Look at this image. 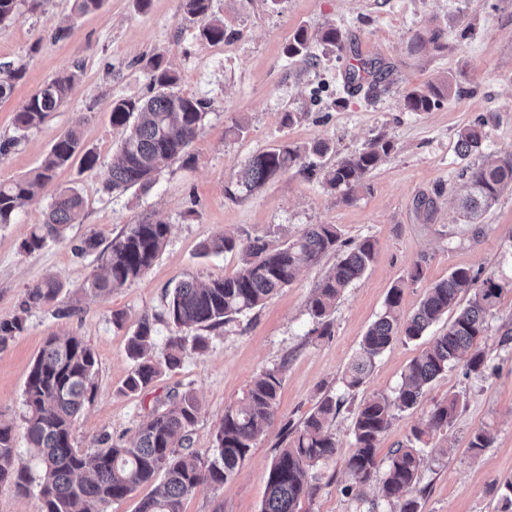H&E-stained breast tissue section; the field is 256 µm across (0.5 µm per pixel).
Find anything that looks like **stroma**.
I'll return each mask as SVG.
<instances>
[{
  "label": "stroma",
  "instance_id": "35a3bbf8",
  "mask_svg": "<svg viewBox=\"0 0 512 512\" xmlns=\"http://www.w3.org/2000/svg\"><path fill=\"white\" fill-rule=\"evenodd\" d=\"M73 0H26L0 26V63L25 69L10 98L0 101V140L16 135L13 115L45 82L67 71L77 74L69 101L43 124L19 137L0 156V182L38 167L51 145L79 127L98 164L59 171L53 185L0 224V317L20 313L27 288L45 277L62 286L58 298L26 315L20 336L0 346V419L21 427L23 391L34 358L51 336H80L98 364L95 393L74 428L78 446L97 447L103 435L132 440L149 408L167 395L189 392L201 404L192 447L211 458L227 406L237 402L262 370L281 368L283 383L274 424L258 439L234 478L220 488L203 487L188 497L183 512H259L267 466L283 446L285 424H299L323 394L341 391V374L356 354L368 326L382 313L387 292L411 264L427 255L422 282L407 285L401 311L411 315L428 284L457 267L494 273L505 283L489 331L481 343L487 359L482 375L449 369L413 409L399 413L382 435L379 456L425 423L433 403L455 394L460 409L447 432V449H427L417 496L420 512H494L499 489L512 481V190L505 191L480 223L466 224L457 210L464 189V162L456 153L458 130L486 113L495 121L487 151L512 159V0H213L224 23V40L203 43L198 25L180 0H106L102 10L74 14ZM336 26L341 50L318 64L288 58L284 48L298 28L317 35ZM64 35H57V28ZM440 34L444 51L431 41ZM423 37L419 53L408 44ZM162 55L179 76V93L205 104L204 126L186 156L156 173L148 189L108 193L113 152L124 135L110 121L115 98L147 99L153 90L147 66ZM360 59L378 61L386 79L377 89L348 90L345 72ZM468 90L429 112H407L405 93L445 75ZM301 118L282 125L283 113ZM246 133L237 134V124ZM393 144L391 154L366 179L352 201H342L321 178L290 170L247 196H231L253 155L289 143L328 142L331 166L362 150L377 136ZM60 187L75 188L85 201L80 223L64 237L47 240L33 254L22 241ZM161 221L170 234L152 267L139 280L106 296L83 292L99 272L98 251L81 252L86 236L109 243L126 225ZM311 224H333L347 240L371 237L377 256L365 275L347 289L331 315V335L321 336L307 302L335 255L302 266L295 279L264 304L207 330L208 348H185L178 369L164 372L146 391L125 392L131 368L126 345L141 316L155 324V356L171 336L192 339L194 329H176L165 315V293L180 281L208 282L234 274L235 252L213 254L202 246L223 234L260 236L279 248ZM123 314L115 323V314ZM422 342L396 343L377 360L363 387L347 401L332 425L339 454L317 468L319 488L306 512H359L347 496L344 467L354 412L363 397L394 394ZM486 429L494 443L480 454L468 449L471 435Z\"/></svg>",
  "mask_w": 512,
  "mask_h": 512
}]
</instances>
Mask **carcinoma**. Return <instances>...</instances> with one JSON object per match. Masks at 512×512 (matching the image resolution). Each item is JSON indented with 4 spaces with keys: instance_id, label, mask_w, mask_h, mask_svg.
Returning <instances> with one entry per match:
<instances>
[{
    "instance_id": "obj_1",
    "label": "carcinoma",
    "mask_w": 512,
    "mask_h": 512,
    "mask_svg": "<svg viewBox=\"0 0 512 512\" xmlns=\"http://www.w3.org/2000/svg\"><path fill=\"white\" fill-rule=\"evenodd\" d=\"M181 2L184 14L202 22L201 39L210 44L224 41V25L212 17L213 0ZM319 42L333 51L342 48L344 36L340 29L329 26L321 31ZM311 47L312 37L300 28L285 53L289 58H305L310 56ZM148 71L150 83L157 88L153 96L146 100L116 98L110 103L112 126L125 130L110 166L106 188L111 192L149 187L159 166L183 155L203 125L204 104L174 91L178 76L163 64L162 56L151 58ZM24 75V68L0 63V99L10 97ZM382 79L383 71L363 60L350 67L345 77L353 91L360 90L365 80L373 89ZM75 81L76 73L70 72L41 86L14 113L15 130L36 128L50 113L58 111L68 101ZM452 92L462 95L465 88L450 75L407 93L403 108L408 112H430ZM493 119L489 113L459 132L457 153L461 159L483 153ZM331 150L329 143L317 140L304 146L284 144L260 152L242 168L237 187L252 192L297 165L301 172L311 173L322 168L316 159ZM393 150L391 140L377 137L323 171V181L349 202L363 179ZM77 158L86 169L94 168L98 162L97 154L83 147L79 129L73 127L51 146L31 174L0 183V224L12 223L16 211ZM465 177L467 193L461 198L459 209L462 217L475 221L505 189L512 187V160L487 159L468 165ZM83 209V198L76 189L58 190L43 223L34 225L23 241V250L33 253L43 247L47 238L62 236L69 225L80 223ZM168 233L169 225L162 222L127 225L101 252L103 272L93 275L87 288L98 295H109L113 289L142 278L165 246ZM203 249L207 253L237 251L242 255V267L222 279L208 283L190 279L175 287L167 295L166 316L178 329H211L229 322L288 286L300 264H315L326 254L334 253L335 266L317 283L307 304L319 335L329 336L330 315L338 301L347 288L364 276L376 257L372 239L343 240L334 224H310L297 238L277 249L268 248L258 237L241 239L233 235L206 242ZM426 265L423 255L406 277L391 286L383 313L367 328L356 356L341 376L346 392L357 391L376 359L394 343L420 339L429 327L453 313L443 332L409 362L397 393L365 397L355 413L351 448L344 460L351 481L346 491L355 500L366 502L368 489L374 486L376 497L393 505L392 512H418L416 492L425 448L453 424L460 399L450 394L435 402L426 422L413 426L406 441L383 459L377 453L381 436L396 415L413 409L429 385L448 368L462 361L468 373L485 372L486 358L479 340L486 335L489 319L496 313L503 293L495 275L456 268L448 277L430 284L414 314L404 319L400 312L404 288L423 279ZM60 290L55 279L44 278L27 290L23 311L56 300ZM468 291L471 295L463 305L461 294ZM24 330L23 317L0 318V345ZM154 345L153 322L145 315L128 338L127 355L133 366L124 382L126 391L143 392L164 371L180 364L183 337H170L168 351L161 359L151 354ZM96 373L94 352L79 336L48 338L34 359L23 392L26 412L22 429L37 461V474L26 466L14 465V428L0 422V485L10 483L26 492L32 483H37L39 512H104L106 504L124 499L144 485L154 489L140 499L135 512H183L184 500L199 488L222 487L232 479L258 437L273 425L282 385L281 369L261 371L239 402L225 408L214 456L204 461L191 448L200 405L189 393L169 395L153 406L129 442L113 441L106 435L97 448L77 447L74 425L84 406L93 399ZM343 404V396L325 394L299 425L288 429L287 444L267 467L260 512H303V505L317 490L313 467L338 453L330 428ZM492 444L491 433L478 430L470 437L468 449L480 453Z\"/></svg>"
}]
</instances>
